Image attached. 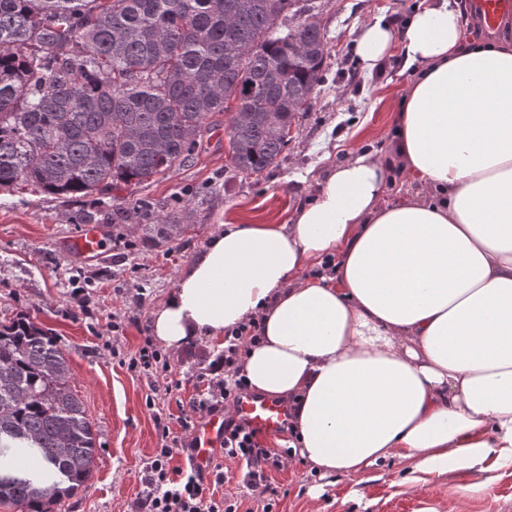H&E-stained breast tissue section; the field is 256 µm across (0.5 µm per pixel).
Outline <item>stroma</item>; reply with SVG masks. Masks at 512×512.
<instances>
[{
  "label": "stroma",
  "mask_w": 512,
  "mask_h": 512,
  "mask_svg": "<svg viewBox=\"0 0 512 512\" xmlns=\"http://www.w3.org/2000/svg\"><path fill=\"white\" fill-rule=\"evenodd\" d=\"M328 57L324 83L309 112L290 132L277 164L258 174L231 167L224 112L208 117L196 155L154 177L135 198H64L23 187L0 190V321L24 313L52 332L70 365V385L84 402L101 448L87 483L57 512H130L142 491L143 463L161 445L159 423L183 437L181 402L196 394L194 376L206 357L224 348L203 338L167 349L172 373L150 380L128 362L151 335V318L177 286L181 272L226 223L288 224L312 200L327 173L356 152L393 163L382 195L390 203L422 196L396 164L394 114L410 73L392 48L381 66L357 65L363 24L382 20L400 27L420 0H317ZM150 204L153 214L174 216L157 229L138 219L112 221L115 206ZM105 234L101 256L66 251L86 216ZM181 387L166 393L167 382ZM409 463L397 460L347 477L325 476L300 460L286 461L270 480L280 497L274 512H512V465L491 471L457 469L419 484Z\"/></svg>",
  "instance_id": "35a3bbf8"
}]
</instances>
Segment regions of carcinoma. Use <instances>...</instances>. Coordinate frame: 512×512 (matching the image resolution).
Masks as SVG:
<instances>
[{"mask_svg": "<svg viewBox=\"0 0 512 512\" xmlns=\"http://www.w3.org/2000/svg\"><path fill=\"white\" fill-rule=\"evenodd\" d=\"M313 0H0V189L130 192L234 112L233 168L278 162L324 82ZM52 333L0 324V502L52 507L90 477L98 434Z\"/></svg>", "mask_w": 512, "mask_h": 512, "instance_id": "obj_1", "label": "carcinoma"}]
</instances>
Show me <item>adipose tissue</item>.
<instances>
[{"mask_svg": "<svg viewBox=\"0 0 512 512\" xmlns=\"http://www.w3.org/2000/svg\"><path fill=\"white\" fill-rule=\"evenodd\" d=\"M466 22L420 0L357 42L368 70L401 47L396 150L429 198L382 204L384 160L355 154L295 224H225L152 314L170 348L263 314L243 373L288 400L293 453L326 475L512 463V45ZM327 256L334 276L304 277Z\"/></svg>", "mask_w": 512, "mask_h": 512, "instance_id": "ef3b65f1", "label": "adipose tissue"}]
</instances>
